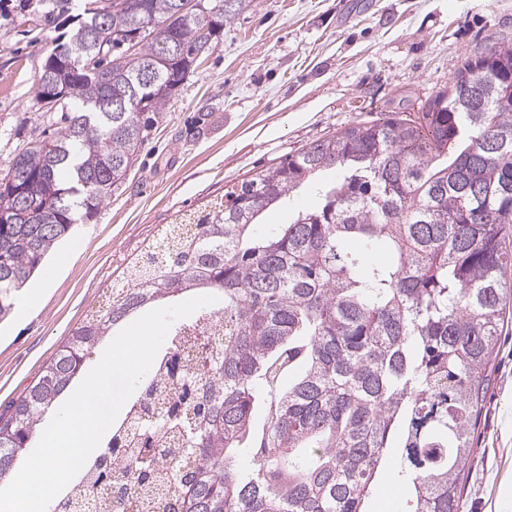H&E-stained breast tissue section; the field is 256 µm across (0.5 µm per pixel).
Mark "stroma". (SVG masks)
Here are the masks:
<instances>
[{
	"label": "stroma",
	"instance_id": "stroma-1",
	"mask_svg": "<svg viewBox=\"0 0 512 512\" xmlns=\"http://www.w3.org/2000/svg\"><path fill=\"white\" fill-rule=\"evenodd\" d=\"M0 0V175L52 130L34 89L57 30ZM512 38V0H243L200 65L156 113L125 178L15 295L0 322V410L32 384L89 310L181 213L355 120L421 111L463 59ZM512 495V323L480 416L464 512Z\"/></svg>",
	"mask_w": 512,
	"mask_h": 512
}]
</instances>
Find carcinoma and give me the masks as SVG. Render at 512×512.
Listing matches in <instances>:
<instances>
[{
    "label": "carcinoma",
    "instance_id": "1",
    "mask_svg": "<svg viewBox=\"0 0 512 512\" xmlns=\"http://www.w3.org/2000/svg\"><path fill=\"white\" fill-rule=\"evenodd\" d=\"M20 0L78 21L35 89L61 127L0 178V320L71 227L97 213L148 137L118 88L161 112L194 73L207 13L179 0ZM137 36L112 81L72 66ZM65 84L67 95L51 87ZM316 203L264 235L256 219L306 187ZM512 39L468 58L414 116L353 121L168 225L0 413V479L94 350L131 315L218 298L174 327L121 428L78 481L104 512H368L387 450L403 512H462L465 472L512 299Z\"/></svg>",
    "mask_w": 512,
    "mask_h": 512
}]
</instances>
